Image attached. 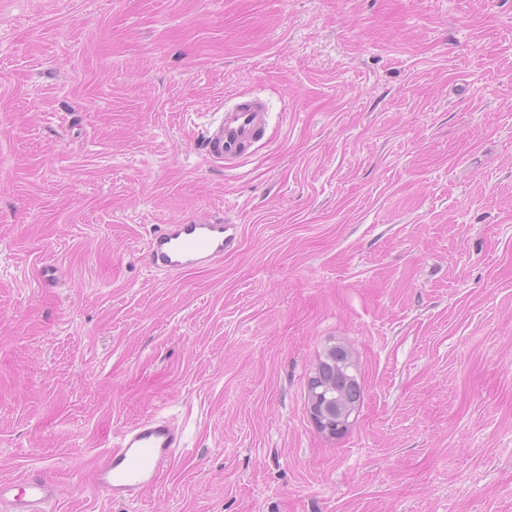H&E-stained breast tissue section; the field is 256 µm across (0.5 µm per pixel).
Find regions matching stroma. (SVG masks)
<instances>
[{
    "mask_svg": "<svg viewBox=\"0 0 512 512\" xmlns=\"http://www.w3.org/2000/svg\"><path fill=\"white\" fill-rule=\"evenodd\" d=\"M198 217L236 252L151 272ZM157 410L190 455L108 499L104 429ZM37 469L54 512H512V0H0V480ZM219 111L205 131V154L211 161L230 165L245 158L264 137L269 112L259 97L239 100L230 107L221 106ZM241 237V225L224 224L208 217L165 224L147 241V264L164 274L212 267L236 251ZM356 370L351 353L344 345L329 347L309 378L308 403L314 394L323 392L326 397L336 400L342 414L350 416L362 397Z\"/></svg>",
    "mask_w": 512,
    "mask_h": 512,
    "instance_id": "obj_1",
    "label": "stroma"
}]
</instances>
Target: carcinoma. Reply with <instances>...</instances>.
Instances as JSON below:
<instances>
[{"label": "carcinoma", "mask_w": 512, "mask_h": 512, "mask_svg": "<svg viewBox=\"0 0 512 512\" xmlns=\"http://www.w3.org/2000/svg\"><path fill=\"white\" fill-rule=\"evenodd\" d=\"M356 366L349 350L337 344L319 358L313 376L308 381V396L324 393L336 400L341 413L351 415L360 404L362 387L355 374Z\"/></svg>", "instance_id": "1"}]
</instances>
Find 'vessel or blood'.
<instances>
[{
	"label": "vessel or blood",
	"mask_w": 512,
	"mask_h": 512,
	"mask_svg": "<svg viewBox=\"0 0 512 512\" xmlns=\"http://www.w3.org/2000/svg\"><path fill=\"white\" fill-rule=\"evenodd\" d=\"M268 123L269 112L261 98L222 107L205 131L207 157L227 165L240 161L264 137ZM241 237V225L207 217L166 224L147 241V264L164 274L212 267L236 250ZM187 451L179 425L155 413L115 435L92 474V485L111 500L137 501L157 484L172 461ZM56 502V484L43 471H31L16 482L0 481V506L8 505L9 512H50Z\"/></svg>",
	"instance_id": "vessel-or-blood-1"
}]
</instances>
